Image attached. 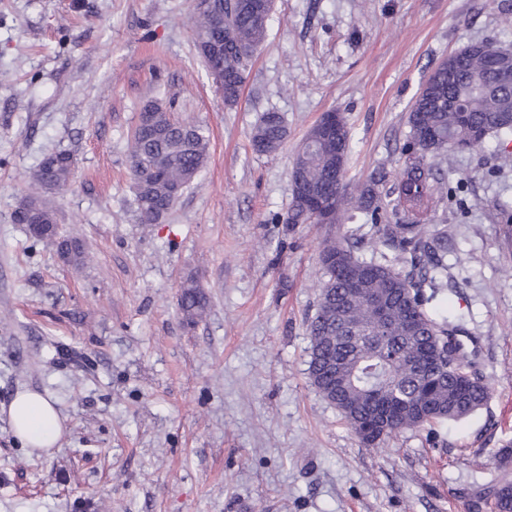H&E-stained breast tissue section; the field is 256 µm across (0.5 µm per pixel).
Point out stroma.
<instances>
[{
    "mask_svg": "<svg viewBox=\"0 0 512 512\" xmlns=\"http://www.w3.org/2000/svg\"><path fill=\"white\" fill-rule=\"evenodd\" d=\"M193 0H0V512H469L512 481V244L497 205L512 166L496 138L438 156L456 196L430 220L448 232L445 299L488 380L457 422L364 446L310 384L307 324L323 276L320 242L344 223L283 224L293 158L324 113L351 133L347 181L396 177L408 114L448 56L488 40L512 49V0H276L240 99L224 104L199 58ZM164 98L209 129V159L160 223L133 198L128 135ZM276 111L287 138L256 152ZM74 162L44 194L58 231L83 240L80 268L11 214L40 160ZM207 310L188 322L180 284ZM49 396L58 446L11 431L16 393ZM287 136L286 126L278 112H265L252 134L254 149L264 154H274L283 145Z\"/></svg>",
    "mask_w": 512,
    "mask_h": 512,
    "instance_id": "1",
    "label": "stroma"
}]
</instances>
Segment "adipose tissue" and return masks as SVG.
<instances>
[{
  "mask_svg": "<svg viewBox=\"0 0 512 512\" xmlns=\"http://www.w3.org/2000/svg\"><path fill=\"white\" fill-rule=\"evenodd\" d=\"M8 414L13 434L27 447L52 448L63 435L62 418L53 402L42 393L18 392Z\"/></svg>",
  "mask_w": 512,
  "mask_h": 512,
  "instance_id": "obj_1",
  "label": "adipose tissue"
}]
</instances>
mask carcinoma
Wrapping results in <instances>:
<instances>
[{"label": "carcinoma", "mask_w": 512, "mask_h": 512, "mask_svg": "<svg viewBox=\"0 0 512 512\" xmlns=\"http://www.w3.org/2000/svg\"><path fill=\"white\" fill-rule=\"evenodd\" d=\"M255 0H215L211 14L194 12L192 31L197 50L210 37L226 36L224 69L235 79L224 84V105L237 104L251 61L248 50L259 48L267 35L269 14ZM455 69L438 66L428 77L408 116L412 152L398 179L384 190L372 177L358 196L342 190L336 198L334 222L352 210L377 227V240L355 233L331 235L321 242L325 280L319 288L315 315L307 324L310 340L308 378L312 386L340 412L366 445L406 429L436 421H458L488 400L489 383L471 370V354L458 339L451 312L431 306L438 290L448 287V236L431 231L425 216L434 195L448 194L442 177L425 163L428 154L468 150L489 136L498 140L506 165L512 164V51L487 41L472 43L455 56ZM156 113L148 127L131 133L133 204L142 224H154L166 214L203 168L209 134L201 124L176 120L158 101L142 107ZM341 152L333 154L315 126L296 155L293 171L321 193L345 178L350 133L344 116L336 115ZM287 136L282 116L266 112L254 128L252 145L274 154ZM65 153L46 156L32 174V183L61 188L72 176ZM316 211L307 197L291 195L284 214L272 220L284 224H313ZM499 232L512 238V206H500ZM396 223H391V218ZM47 236L31 234L64 250L65 263L84 264L86 249L75 237H62L56 220L39 206ZM371 250L370 257L357 255ZM384 301L389 323L377 329L370 298ZM180 309L193 322L206 310V298L193 277L181 284ZM493 499L494 512H512V483L493 486L472 508Z\"/></svg>", "instance_id": "obj_1"}]
</instances>
